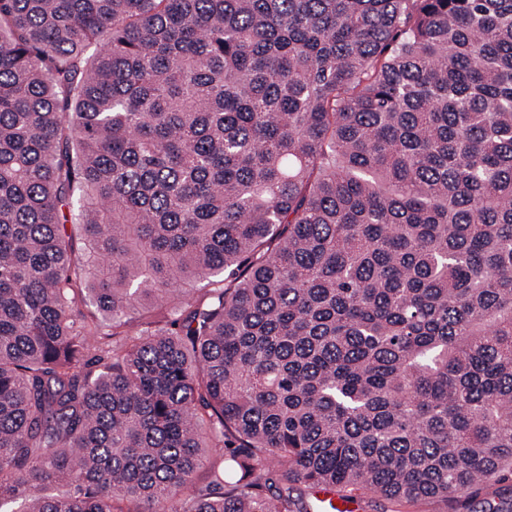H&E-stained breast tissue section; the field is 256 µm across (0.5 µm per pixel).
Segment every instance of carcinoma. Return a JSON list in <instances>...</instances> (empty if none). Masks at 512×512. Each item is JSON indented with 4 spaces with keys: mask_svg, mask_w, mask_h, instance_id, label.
Here are the masks:
<instances>
[{
    "mask_svg": "<svg viewBox=\"0 0 512 512\" xmlns=\"http://www.w3.org/2000/svg\"><path fill=\"white\" fill-rule=\"evenodd\" d=\"M505 471L512 0H0V512Z\"/></svg>",
    "mask_w": 512,
    "mask_h": 512,
    "instance_id": "carcinoma-1",
    "label": "carcinoma"
}]
</instances>
